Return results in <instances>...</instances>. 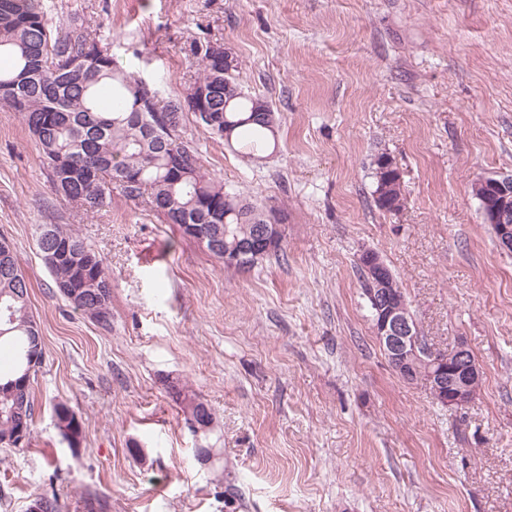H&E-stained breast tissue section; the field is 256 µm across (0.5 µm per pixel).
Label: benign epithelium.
Returning a JSON list of instances; mask_svg holds the SVG:
<instances>
[{"label": "benign epithelium", "mask_w": 512, "mask_h": 512, "mask_svg": "<svg viewBox=\"0 0 512 512\" xmlns=\"http://www.w3.org/2000/svg\"><path fill=\"white\" fill-rule=\"evenodd\" d=\"M379 194L389 197V190L401 183V172L393 159L385 156L380 161ZM481 190L482 213L485 223L492 226L501 250L512 251V175L485 177L476 182ZM282 245L277 225L262 229L255 242L241 251L224 255L228 264H243L250 255ZM365 267L370 278L380 288L368 298L375 312L372 329L385 350L393 370L405 381L415 376V359L420 337L414 317L403 301L392 297L393 285L389 272L372 250L364 251ZM434 368L427 377L426 385L434 399L448 407L461 408L468 404L482 384L483 372L465 342L457 340L446 351L434 352Z\"/></svg>", "instance_id": "obj_1"}]
</instances>
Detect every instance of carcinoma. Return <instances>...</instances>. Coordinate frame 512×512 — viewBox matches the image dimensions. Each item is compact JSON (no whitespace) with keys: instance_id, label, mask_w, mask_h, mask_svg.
Here are the masks:
<instances>
[{"instance_id":"cac0c4a2","label":"carcinoma","mask_w":512,"mask_h":512,"mask_svg":"<svg viewBox=\"0 0 512 512\" xmlns=\"http://www.w3.org/2000/svg\"><path fill=\"white\" fill-rule=\"evenodd\" d=\"M202 74L188 91L206 89L208 111L218 126L195 116L206 132L238 143L259 160L276 146L279 117L272 105L243 91L231 72L207 61L197 49ZM0 103L18 113L36 143L53 191L87 212L112 201V186L131 200L144 199L169 224H200L221 230L224 250L248 241L271 223L273 210L224 187L205 169L198 151L182 140L179 101L158 104L157 92L121 67L109 44L74 19L52 29L41 0H0ZM73 65L62 69L61 62ZM36 245L59 293L74 309L108 323L111 275L104 258L62 224L36 225ZM31 284L15 247L0 248V350L11 364L0 368V442L19 424L31 431L35 376L45 354L31 312ZM190 424L213 422L211 409L195 394L171 386Z\"/></svg>"}]
</instances>
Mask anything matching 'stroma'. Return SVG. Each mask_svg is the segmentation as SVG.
Returning a JSON list of instances; mask_svg holds the SVG:
<instances>
[{"instance_id": "obj_1", "label": "stroma", "mask_w": 512, "mask_h": 512, "mask_svg": "<svg viewBox=\"0 0 512 512\" xmlns=\"http://www.w3.org/2000/svg\"><path fill=\"white\" fill-rule=\"evenodd\" d=\"M84 19L117 62L181 100L194 46L220 41L245 92L279 115L252 163L185 114L182 136L226 187L276 208L286 254L224 267L178 225L113 190L88 213L57 196L0 105V236L31 283L45 347L31 440L0 446V512H512V253L472 187L512 174V0H43ZM403 208L374 200L373 161ZM66 224L105 259L102 325L55 290L35 242ZM377 252L429 344L463 339L483 370L462 409L391 368L355 262ZM211 408L195 432L168 392ZM85 438L70 448L53 405ZM381 165V173H379L378 162H376V166L374 167V177H375V190L374 195L378 192L383 200L389 197V190L396 188L398 184L401 183V172L399 168L396 166L395 162L390 156H385L380 161ZM384 174L385 178L381 180L379 178V174ZM381 181V182H380ZM380 185V188H379Z\"/></svg>"}]
</instances>
